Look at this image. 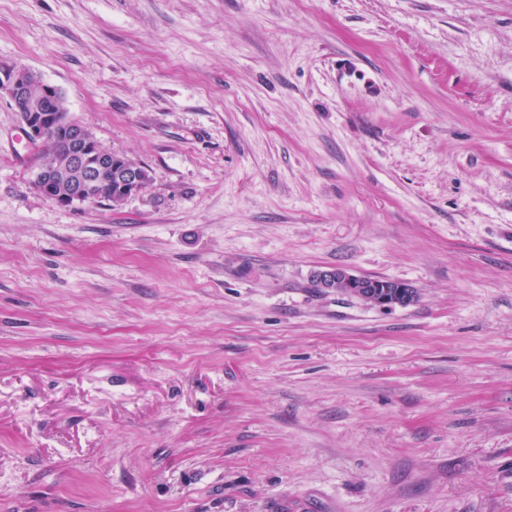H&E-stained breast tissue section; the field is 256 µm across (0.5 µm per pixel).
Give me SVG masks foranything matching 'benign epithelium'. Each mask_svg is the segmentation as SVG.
<instances>
[{
    "label": "benign epithelium",
    "instance_id": "1",
    "mask_svg": "<svg viewBox=\"0 0 512 512\" xmlns=\"http://www.w3.org/2000/svg\"><path fill=\"white\" fill-rule=\"evenodd\" d=\"M2 95L9 99L30 142L40 146L48 141L67 144L59 160L43 163L32 171V187L63 207L100 201L99 187L112 182L115 154L105 150L88 127L61 116L56 106L63 98L62 91L29 69L1 63ZM118 183L117 190L110 195L114 204L148 184V168L124 157ZM314 282L319 288L334 289L380 307L408 302L407 284L357 276L342 268L320 270L314 275Z\"/></svg>",
    "mask_w": 512,
    "mask_h": 512
}]
</instances>
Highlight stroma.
<instances>
[{
	"label": "stroma",
	"instance_id": "1",
	"mask_svg": "<svg viewBox=\"0 0 512 512\" xmlns=\"http://www.w3.org/2000/svg\"><path fill=\"white\" fill-rule=\"evenodd\" d=\"M1 62L152 179L56 205L0 97V512H512V0H0ZM317 288L336 290L349 296L369 301L380 307H389L408 303L406 289L410 287L402 282L357 276L342 268L320 270L314 275Z\"/></svg>",
	"mask_w": 512,
	"mask_h": 512
}]
</instances>
